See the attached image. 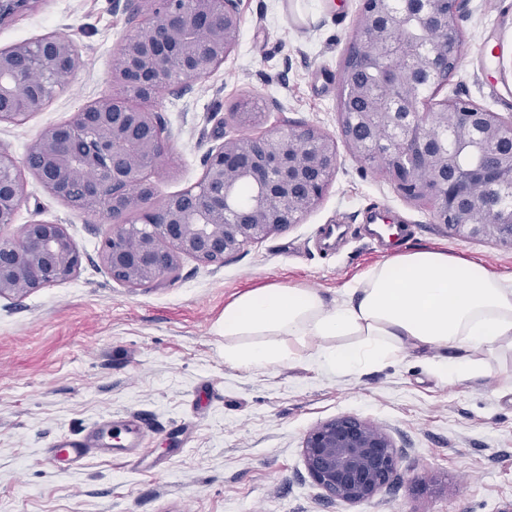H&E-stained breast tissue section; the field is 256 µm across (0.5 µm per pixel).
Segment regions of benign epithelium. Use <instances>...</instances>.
<instances>
[{
	"mask_svg": "<svg viewBox=\"0 0 512 512\" xmlns=\"http://www.w3.org/2000/svg\"><path fill=\"white\" fill-rule=\"evenodd\" d=\"M42 0H0V23ZM239 0H114L133 34L112 59L126 96H104L46 128L24 166L69 206L112 220L102 259L129 288L176 274L185 257L222 266L246 245L301 222L349 153L390 178L403 197L430 209L457 237H490L512 248V115L461 98L435 103L463 43L469 0H362L339 73L340 137L307 123L238 134L208 150L200 181L150 205L148 172L170 150L151 102L224 64L239 39ZM84 60L72 39L49 33L0 48V122L20 123L69 86ZM229 112L224 124L258 121ZM137 187V193L130 192ZM23 200L14 159L0 151V228ZM135 219L130 220L128 216ZM82 254L62 224L34 221L18 239L0 237V297L74 278ZM302 454L325 495L348 505L372 500L392 480L397 449L378 425L340 415L309 430Z\"/></svg>",
	"mask_w": 512,
	"mask_h": 512,
	"instance_id": "benign-epithelium-1",
	"label": "benign epithelium"
}]
</instances>
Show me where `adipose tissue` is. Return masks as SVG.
Instances as JSON below:
<instances>
[{"label": "adipose tissue", "instance_id": "ef3b65f1", "mask_svg": "<svg viewBox=\"0 0 512 512\" xmlns=\"http://www.w3.org/2000/svg\"><path fill=\"white\" fill-rule=\"evenodd\" d=\"M224 361L267 369L302 360L357 371L410 349L436 351L459 381L488 376L512 352V276L431 249L395 254L331 303L312 288L270 284L224 307Z\"/></svg>", "mask_w": 512, "mask_h": 512}]
</instances>
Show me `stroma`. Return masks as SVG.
<instances>
[{"instance_id":"stroma-1","label":"stroma","mask_w":512,"mask_h":512,"mask_svg":"<svg viewBox=\"0 0 512 512\" xmlns=\"http://www.w3.org/2000/svg\"><path fill=\"white\" fill-rule=\"evenodd\" d=\"M361 0H240L238 46L186 95L150 102L170 151L150 172L153 206L194 185L208 149L235 134L224 115L258 106L260 134L291 122L339 132L338 78ZM464 47L494 38L489 64L460 60L437 99L462 97L502 116L512 108V0H470L459 20ZM57 32L85 65L73 82L20 124L0 123V151L22 161L47 127L97 98L121 94L112 55L131 32L113 0H42L0 25V48ZM14 224L65 225L80 249L77 276L0 298V512H512V353L488 377L455 381L433 353L409 351L358 372L310 360L265 370L224 362L218 322L242 292L267 284L315 288L342 299L372 266L430 247L512 275V249L460 238L402 197L384 175L340 149L335 175L303 223L249 244L223 267L186 257L175 278L129 288L100 251L110 223L75 210L29 171ZM384 213L405 237H371ZM342 235L326 251L322 228ZM368 418L393 440L395 480L349 506L323 496L302 457L305 434L339 415ZM143 421L138 461L98 454L78 466L45 461L59 436L91 434L106 419Z\"/></svg>"}]
</instances>
